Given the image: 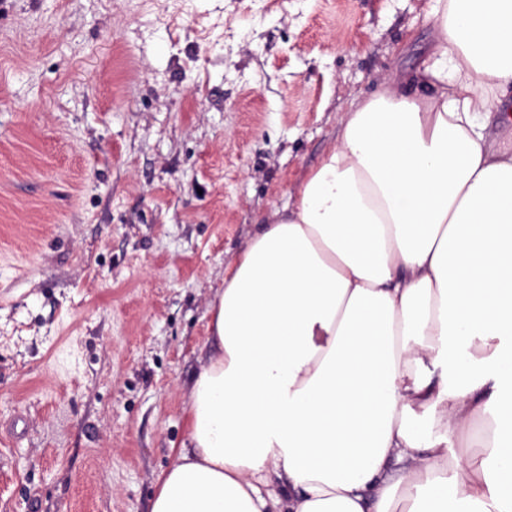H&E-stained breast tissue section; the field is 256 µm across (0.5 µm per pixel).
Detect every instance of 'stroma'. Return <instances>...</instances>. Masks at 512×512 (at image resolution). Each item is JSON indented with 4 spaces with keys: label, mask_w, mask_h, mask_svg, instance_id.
Listing matches in <instances>:
<instances>
[{
    "label": "stroma",
    "mask_w": 512,
    "mask_h": 512,
    "mask_svg": "<svg viewBox=\"0 0 512 512\" xmlns=\"http://www.w3.org/2000/svg\"><path fill=\"white\" fill-rule=\"evenodd\" d=\"M433 0H0V512H150L224 270Z\"/></svg>",
    "instance_id": "stroma-1"
}]
</instances>
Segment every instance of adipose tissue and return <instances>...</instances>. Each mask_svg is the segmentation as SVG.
<instances>
[{"instance_id": "1", "label": "adipose tissue", "mask_w": 512, "mask_h": 512, "mask_svg": "<svg viewBox=\"0 0 512 512\" xmlns=\"http://www.w3.org/2000/svg\"><path fill=\"white\" fill-rule=\"evenodd\" d=\"M435 2L431 94L349 109L225 273L151 512H512V0ZM501 99L503 101V110L506 112L499 113L500 117L506 113H510L512 116V87H508L502 94ZM493 119L488 129V142L494 149L498 148H512V120L510 124L505 125L504 120L498 115Z\"/></svg>"}]
</instances>
